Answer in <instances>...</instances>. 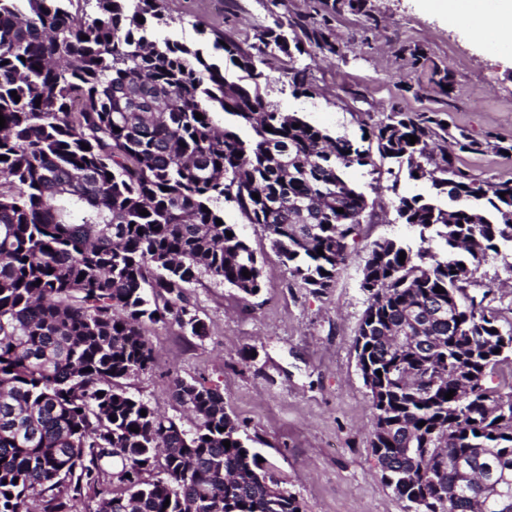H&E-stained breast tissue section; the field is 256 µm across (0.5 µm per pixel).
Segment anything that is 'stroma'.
<instances>
[{
  "instance_id": "obj_1",
  "label": "stroma",
  "mask_w": 512,
  "mask_h": 512,
  "mask_svg": "<svg viewBox=\"0 0 512 512\" xmlns=\"http://www.w3.org/2000/svg\"><path fill=\"white\" fill-rule=\"evenodd\" d=\"M161 7L164 23L147 21L154 39L209 48V62L242 85L244 72L212 51L215 35L248 50L260 29L284 34L286 48L268 47L263 56L262 93L278 110L299 113L332 137L360 140L392 111L443 112L451 133L491 143L482 155H461V163L479 178L512 181V154L503 152L512 144V60L456 32L418 0H354L339 9L334 0H162ZM314 28L323 29L325 44L309 39ZM413 48L420 60L411 58ZM297 69L306 72L305 88L292 82ZM443 75L449 88L437 84ZM348 175L374 207L332 288L316 293L293 279L263 229L226 208V222L238 225L262 261L261 292L245 298L202 277L188 298L207 335L148 325L156 364L126 384L188 428L191 419L168 388L178 378L206 376L305 512H406L371 453L373 407L354 342L367 305L360 284L368 251L384 238H412L393 203L397 194H426L430 187L404 174L395 186L372 182L358 168ZM476 278L494 297L503 324L512 323V276L500 261H488Z\"/></svg>"
}]
</instances>
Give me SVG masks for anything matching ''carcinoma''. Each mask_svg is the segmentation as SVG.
Listing matches in <instances>:
<instances>
[{
	"mask_svg": "<svg viewBox=\"0 0 512 512\" xmlns=\"http://www.w3.org/2000/svg\"><path fill=\"white\" fill-rule=\"evenodd\" d=\"M159 2L0 0V512H79L88 497L93 512H264L274 488L282 512H304L218 388L173 382L194 416L186 429L125 380L155 364L147 324L207 335L187 300L202 277L245 298L261 290L228 205L263 228L291 277L332 287L367 210L352 167L375 182L404 170L454 202L399 197L419 243L376 241L363 268L354 349L381 480L407 512H512V384L485 387L512 353V325L489 292L468 293L512 244V181L478 180L456 156L491 143L449 136L440 112L393 111L359 143L333 138L267 102L254 55L224 36L213 47L252 86L200 48L149 39L137 17L163 20ZM257 39L260 55L286 43L268 29ZM216 107L234 123L218 128Z\"/></svg>",
	"mask_w": 512,
	"mask_h": 512,
	"instance_id": "obj_1",
	"label": "carcinoma"
}]
</instances>
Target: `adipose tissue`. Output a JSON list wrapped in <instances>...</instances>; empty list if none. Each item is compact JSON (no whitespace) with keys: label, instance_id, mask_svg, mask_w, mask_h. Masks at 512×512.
I'll return each instance as SVG.
<instances>
[{"label":"adipose tissue","instance_id":"ef3b65f1","mask_svg":"<svg viewBox=\"0 0 512 512\" xmlns=\"http://www.w3.org/2000/svg\"><path fill=\"white\" fill-rule=\"evenodd\" d=\"M424 10L447 18L456 31L488 50L512 58V0H420Z\"/></svg>","mask_w":512,"mask_h":512}]
</instances>
